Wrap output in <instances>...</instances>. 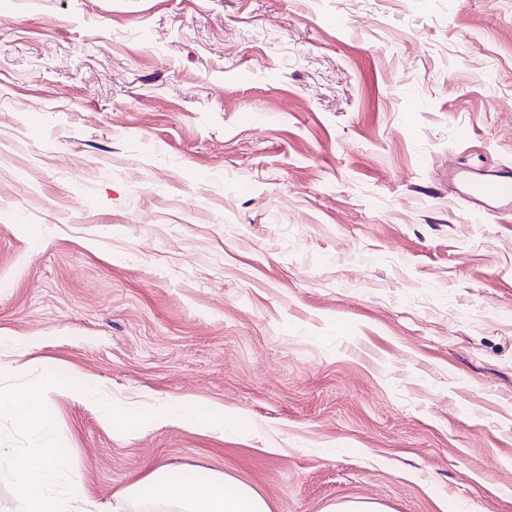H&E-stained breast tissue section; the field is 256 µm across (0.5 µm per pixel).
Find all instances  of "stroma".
<instances>
[{
    "instance_id": "35a3bbf8",
    "label": "stroma",
    "mask_w": 512,
    "mask_h": 512,
    "mask_svg": "<svg viewBox=\"0 0 512 512\" xmlns=\"http://www.w3.org/2000/svg\"><path fill=\"white\" fill-rule=\"evenodd\" d=\"M455 169L512 173V0H0V390L101 384L0 448L98 512H512V211ZM159 471L128 485L123 496L159 501L170 512H271L256 491L225 474L213 473L204 482H174L160 479ZM324 512H389L386 506L373 500L354 499L329 505Z\"/></svg>"
}]
</instances>
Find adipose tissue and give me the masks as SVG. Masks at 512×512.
I'll use <instances>...</instances> for the list:
<instances>
[{
    "label": "adipose tissue",
    "instance_id": "ef3b65f1",
    "mask_svg": "<svg viewBox=\"0 0 512 512\" xmlns=\"http://www.w3.org/2000/svg\"><path fill=\"white\" fill-rule=\"evenodd\" d=\"M52 393L94 401L100 394V384L91 376L73 379L70 372L55 363H46L37 386L23 393L0 390V421L28 430L48 427L50 421L42 401ZM2 459L8 463V478L19 512H72L73 507L85 504L81 478L71 472L67 459L56 449L23 453L0 448ZM123 494L128 498L149 496L169 512H271L266 500L251 487L222 473L212 474L202 482L165 481L153 473L128 485Z\"/></svg>",
    "mask_w": 512,
    "mask_h": 512
}]
</instances>
